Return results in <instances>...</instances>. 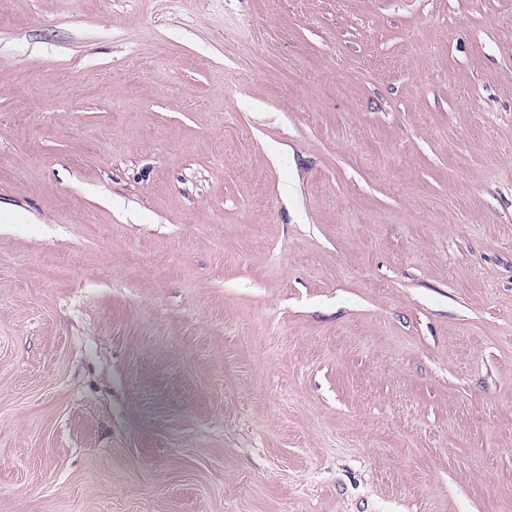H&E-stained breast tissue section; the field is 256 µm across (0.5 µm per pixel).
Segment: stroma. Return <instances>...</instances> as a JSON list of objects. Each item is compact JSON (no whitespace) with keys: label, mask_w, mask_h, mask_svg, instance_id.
<instances>
[{"label":"stroma","mask_w":512,"mask_h":512,"mask_svg":"<svg viewBox=\"0 0 512 512\" xmlns=\"http://www.w3.org/2000/svg\"><path fill=\"white\" fill-rule=\"evenodd\" d=\"M0 512H512V0H0Z\"/></svg>","instance_id":"1"}]
</instances>
